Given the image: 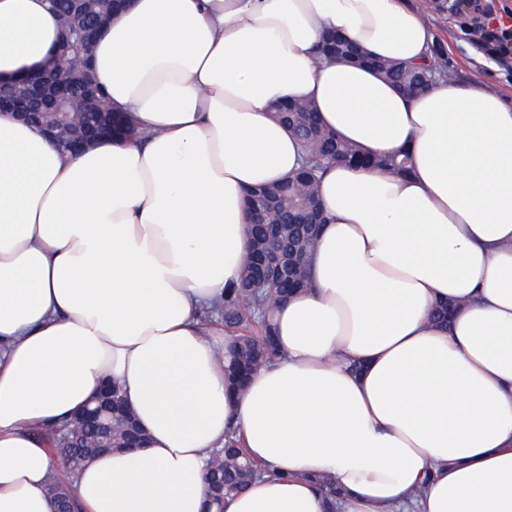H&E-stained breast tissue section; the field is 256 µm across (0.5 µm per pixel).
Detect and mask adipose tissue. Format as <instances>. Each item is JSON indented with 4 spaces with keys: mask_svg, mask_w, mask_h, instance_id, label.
Returning <instances> with one entry per match:
<instances>
[{
    "mask_svg": "<svg viewBox=\"0 0 512 512\" xmlns=\"http://www.w3.org/2000/svg\"><path fill=\"white\" fill-rule=\"evenodd\" d=\"M336 32L433 59L404 0H131L92 52L151 139L65 157L0 113V512H53L32 429L107 375L150 441L76 474L81 512H203L230 426L281 476L224 512H327L307 471L334 476L341 512H512V104L451 78L403 94L320 57ZM58 34L47 0H0V83L42 71ZM292 99L412 169L323 175L312 287L276 311L281 356L234 396L224 329L198 313L238 279L246 190L299 165L271 114ZM448 302L450 325H432Z\"/></svg>",
    "mask_w": 512,
    "mask_h": 512,
    "instance_id": "1",
    "label": "adipose tissue"
}]
</instances>
